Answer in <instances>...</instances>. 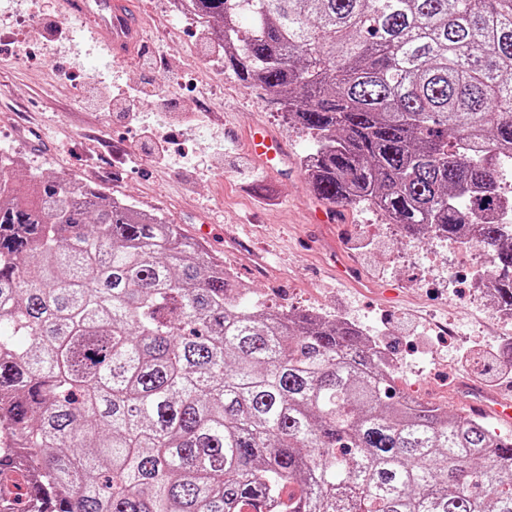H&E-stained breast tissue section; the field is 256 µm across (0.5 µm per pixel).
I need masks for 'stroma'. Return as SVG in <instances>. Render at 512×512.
Segmentation results:
<instances>
[{
    "label": "stroma",
    "instance_id": "stroma-1",
    "mask_svg": "<svg viewBox=\"0 0 512 512\" xmlns=\"http://www.w3.org/2000/svg\"><path fill=\"white\" fill-rule=\"evenodd\" d=\"M144 38L132 63H106L78 40L81 22L54 9L55 0H0V20L26 21L0 41V151L23 158L18 184L35 176L81 178L107 197L136 203L194 235L200 216L214 234L208 249L232 269L253 297L274 309H310L350 319L382 340L400 364L397 388L442 396L443 408H465L459 378L480 383L462 354L499 350L492 312L477 286L482 266L464 262L455 240L410 241L371 206H344L336 223L307 221L314 208L300 169L312 144L270 106L263 90L222 72L209 30L169 9V0H138ZM65 33L52 35L54 27ZM139 92L138 121L127 125L103 102L125 88ZM194 122H180L181 111ZM271 127L293 160L287 176L269 179L247 155L242 133L253 121ZM167 139L165 160L134 152L142 132ZM266 247L254 267L249 246ZM446 256L429 268L428 250ZM354 265L358 286L339 282L337 252Z\"/></svg>",
    "mask_w": 512,
    "mask_h": 512
}]
</instances>
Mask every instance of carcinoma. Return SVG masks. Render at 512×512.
Returning a JSON list of instances; mask_svg holds the SVG:
<instances>
[{"mask_svg": "<svg viewBox=\"0 0 512 512\" xmlns=\"http://www.w3.org/2000/svg\"><path fill=\"white\" fill-rule=\"evenodd\" d=\"M224 72L313 140L330 206L476 238L512 310V0H188ZM0 153L7 512H512V439L397 392L354 324L272 312L177 224ZM485 215L465 223L466 213Z\"/></svg>", "mask_w": 512, "mask_h": 512, "instance_id": "carcinoma-1", "label": "carcinoma"}]
</instances>
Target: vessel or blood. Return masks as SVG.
<instances>
[{"label":"vessel or blood","instance_id":"obj_1","mask_svg":"<svg viewBox=\"0 0 512 512\" xmlns=\"http://www.w3.org/2000/svg\"><path fill=\"white\" fill-rule=\"evenodd\" d=\"M67 6L73 15L87 21L84 35L113 62H129L137 55L143 29L132 0H67ZM247 144L255 166L272 177L282 175L289 150L275 132L262 123H253L248 129ZM465 393L475 412L512 423L511 399L473 384L466 386Z\"/></svg>","mask_w":512,"mask_h":512}]
</instances>
